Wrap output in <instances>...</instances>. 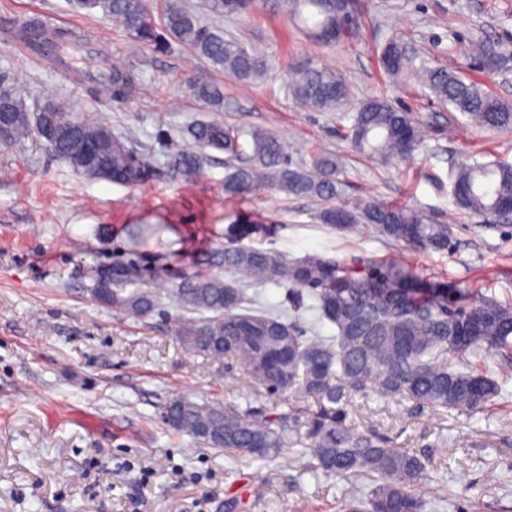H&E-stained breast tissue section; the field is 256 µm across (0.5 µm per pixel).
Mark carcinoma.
Here are the masks:
<instances>
[{
	"label": "carcinoma",
	"instance_id": "cac0c4a2",
	"mask_svg": "<svg viewBox=\"0 0 512 512\" xmlns=\"http://www.w3.org/2000/svg\"><path fill=\"white\" fill-rule=\"evenodd\" d=\"M76 10H99L120 23L134 40L157 50L170 43L188 47L210 65L240 82L264 75L266 62L241 43L208 28L197 13L177 0H69ZM259 0H205L215 17L247 16ZM279 12L306 28L323 45L336 33L354 40L350 7L345 27L336 30V0H277ZM159 18H154L153 11ZM50 60L74 73L70 49L80 44L64 32L49 39ZM474 69L487 75L507 69L512 45L493 49L472 46ZM389 76L411 69L404 43L391 40L379 54ZM97 90L123 99L141 89L138 75L107 59L92 77ZM425 81L437 98L489 130H512V104L464 80L453 70H425ZM287 89L303 107L335 112L348 101L350 89L333 69L310 59L289 67ZM188 94L212 109H224V93L212 81L191 79ZM0 124L9 129L11 144L38 141L37 129L56 130L51 151L88 179L126 186L143 182L151 166L149 155L137 152L129 140L91 112H76L54 102L44 112L25 105L16 87L0 81ZM190 143L169 155L172 170L192 180L207 160L209 149L227 155L224 195L239 197L277 189L298 198H336L344 164L331 153L314 157L309 167L288 163L285 147L274 133L259 127H238L216 120H196L187 126ZM346 139L354 151L389 163L412 158L420 143L412 114L379 96L365 98ZM251 155L242 158L243 142ZM98 159L100 173L82 164L87 149ZM458 208L487 219L503 216L512 202V163L498 161L460 165L450 178ZM319 219L347 234L364 225L377 234L417 252H443L452 247V231L424 212L375 199L350 205H328ZM208 273L183 275L168 288L136 286L137 273L116 264L121 275L109 283L108 305L141 318L161 308L176 311V336L190 351L214 360L238 364L255 387L281 397L285 408L241 407L233 402L203 403L179 395L166 404L162 419L201 448H213L252 461H272L283 451L302 467L329 478L367 479L368 490L353 488L341 512H426L420 488L433 482L430 458L389 439L351 412L357 395L374 394L387 402L409 401L435 415L456 413L472 418L496 405L502 382L487 370L498 360L512 367V303L487 298L469 289L429 283L401 263L358 269L318 256L292 259L270 249L229 242L202 258ZM268 285L288 289L291 313L275 314L255 306L248 288ZM317 312L331 324L330 336L302 327L300 312ZM199 317H193V314Z\"/></svg>",
	"mask_w": 512,
	"mask_h": 512
}]
</instances>
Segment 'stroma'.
I'll return each mask as SVG.
<instances>
[{"label":"stroma","instance_id":"35a3bbf8","mask_svg":"<svg viewBox=\"0 0 512 512\" xmlns=\"http://www.w3.org/2000/svg\"><path fill=\"white\" fill-rule=\"evenodd\" d=\"M360 36L317 46L270 5L249 17L216 18L201 0H182L203 24L223 30L267 63L245 85L215 71L187 47L164 53L134 41L101 12L77 13L68 0H0L7 21L41 18L59 30L104 43L113 63L133 69L142 92L125 101L61 76L0 36V73L26 101L57 98L98 112L113 132L151 154L153 173L138 187L83 177L44 146L0 147V512H115L141 496L142 512H339L347 481L301 468L282 456L264 463L199 448L160 418L173 394L270 408L239 367L188 351L171 320L135 318L91 296L94 269L134 261L139 280L165 282L197 271L199 259L225 243L272 249L292 258L317 255L360 267L381 260L406 265L429 282L468 288L512 303V217L491 222L455 205L449 174L470 159L512 162V132H488L440 103L423 68L476 72L471 42L512 43V0H354ZM402 41L413 71L386 76L378 53ZM311 57L350 88L338 112L300 107L285 85L290 62ZM224 91L213 113L184 92L187 79ZM408 109L421 143L412 161L389 166L355 155L345 127L366 97ZM259 126L286 145L294 165L321 152L340 156L337 203L376 197L410 206L451 226L450 252L417 253L367 228L341 234L318 218L325 203L265 190L224 195L225 155L209 151L201 174L185 182L167 164L195 119ZM394 445L430 457L451 499L428 512H512V399L465 420L440 418L413 403L356 399ZM448 445L436 447L439 436ZM495 471L499 481L487 485Z\"/></svg>","mask_w":512,"mask_h":512}]
</instances>
